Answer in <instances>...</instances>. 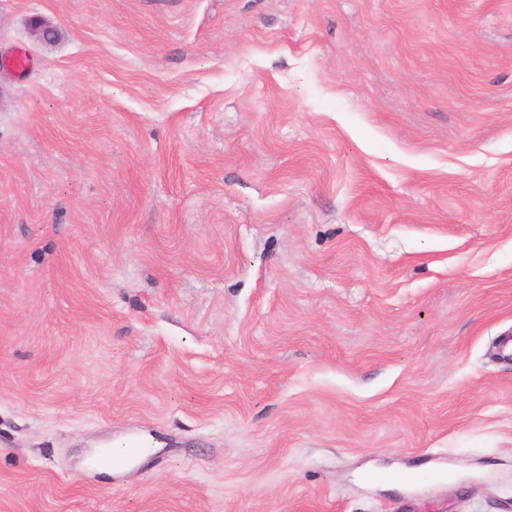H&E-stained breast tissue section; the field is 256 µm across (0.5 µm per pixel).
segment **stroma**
Wrapping results in <instances>:
<instances>
[{"label": "stroma", "instance_id": "stroma-1", "mask_svg": "<svg viewBox=\"0 0 512 512\" xmlns=\"http://www.w3.org/2000/svg\"><path fill=\"white\" fill-rule=\"evenodd\" d=\"M507 332L512 0H0V512H512ZM152 441L146 435L140 434L134 436H119L112 438L108 449L99 452L96 461L100 464H118L125 462L137 451L131 448H151ZM113 448V449H112Z\"/></svg>", "mask_w": 512, "mask_h": 512}]
</instances>
